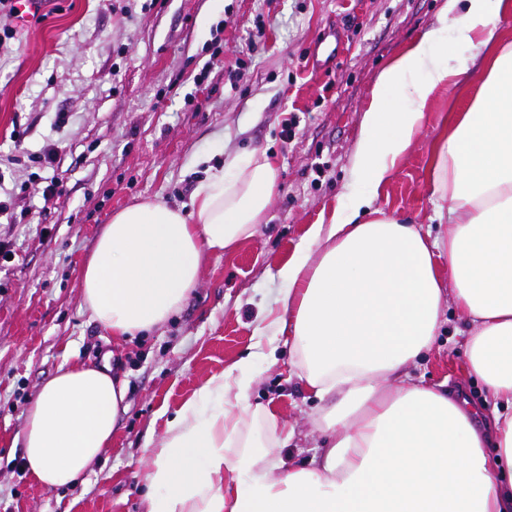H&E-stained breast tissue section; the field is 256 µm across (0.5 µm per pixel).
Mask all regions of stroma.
<instances>
[{
  "label": "stroma",
  "instance_id": "1",
  "mask_svg": "<svg viewBox=\"0 0 512 512\" xmlns=\"http://www.w3.org/2000/svg\"><path fill=\"white\" fill-rule=\"evenodd\" d=\"M443 0H48L23 23L0 10V512H143L139 473L182 401L230 364L253 359L255 402H272L311 457L315 413L287 349L254 358L275 272L308 225L354 190L353 155L381 71L438 27ZM335 29L339 57L317 66L313 45ZM464 74L427 121L374 206L429 224L438 203L430 149L449 110L466 111L484 53L459 45ZM237 78H230V69ZM297 122L284 135L288 117ZM50 164L37 158L47 146ZM265 150L280 163L265 224L228 254L205 257L199 288L166 325L113 347L80 296V267L104 224L142 198L188 203L208 173ZM64 195L44 202L46 178ZM454 309L411 374L469 380ZM115 353L127 408L112 444L82 482L46 489L13 440L41 385L65 362Z\"/></svg>",
  "mask_w": 512,
  "mask_h": 512
}]
</instances>
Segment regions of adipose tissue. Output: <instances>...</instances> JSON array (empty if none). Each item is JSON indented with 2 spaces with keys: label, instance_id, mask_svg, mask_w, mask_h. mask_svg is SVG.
<instances>
[{
  "label": "adipose tissue",
  "instance_id": "1",
  "mask_svg": "<svg viewBox=\"0 0 512 512\" xmlns=\"http://www.w3.org/2000/svg\"><path fill=\"white\" fill-rule=\"evenodd\" d=\"M512 0H445L455 41L491 47L483 83L432 147L442 233L373 201L421 132L433 97L461 69L430 31L378 77L354 152L357 192L309 225L276 275L260 346L287 345L319 402L324 443L309 462L280 455L294 436L272 405L251 401L235 362L168 420L143 473L145 512H512V44L493 46ZM279 180L253 152L197 185L189 206L143 199L116 212L80 268L81 298L114 343L179 312L202 260L251 238ZM447 266H440L439 258ZM452 303L471 325L469 370L485 408L407 376ZM127 382L110 366L67 362L30 404L17 437L43 487L73 484L112 442Z\"/></svg>",
  "mask_w": 512,
  "mask_h": 512
}]
</instances>
